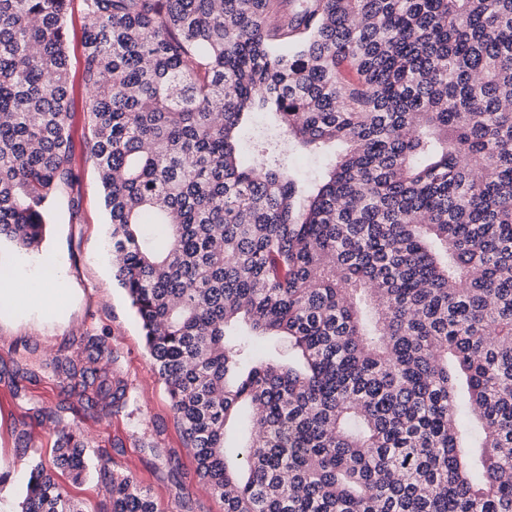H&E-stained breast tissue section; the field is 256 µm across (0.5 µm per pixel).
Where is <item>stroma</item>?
<instances>
[{"instance_id": "1", "label": "stroma", "mask_w": 512, "mask_h": 512, "mask_svg": "<svg viewBox=\"0 0 512 512\" xmlns=\"http://www.w3.org/2000/svg\"><path fill=\"white\" fill-rule=\"evenodd\" d=\"M82 0H70L67 17L69 77L74 97L70 125L71 165L76 180L60 195L49 214L39 250L0 247V265L16 275L19 288H44L59 278L67 290L57 307L20 309L0 306V490L10 489L9 507L19 512L29 460L52 457L51 422H36L39 408L55 405L58 389L51 379L57 356L76 355L85 336L111 346L114 371L129 383L125 406L112 416L83 425L90 455L105 451L115 470L133 475L147 489L160 512H223L196 474L170 408L164 380L144 347L141 326L117 284L109 261V227L97 173L87 153L88 94L82 84ZM79 209H72V202ZM37 377L24 395L12 397L9 382L16 369ZM31 432L23 448L22 432ZM62 486L80 512H104L108 497L96 472L82 483L62 478Z\"/></svg>"}]
</instances>
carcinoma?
Returning <instances> with one entry per match:
<instances>
[{"mask_svg": "<svg viewBox=\"0 0 512 512\" xmlns=\"http://www.w3.org/2000/svg\"><path fill=\"white\" fill-rule=\"evenodd\" d=\"M69 2L0 0V242L24 250L75 179ZM282 2L83 0L114 276L197 475L224 512H512V0ZM84 351L55 359L20 512H81L56 473L82 480V422L125 404ZM99 461L107 512H159Z\"/></svg>", "mask_w": 512, "mask_h": 512, "instance_id": "obj_1", "label": "carcinoma"}]
</instances>
